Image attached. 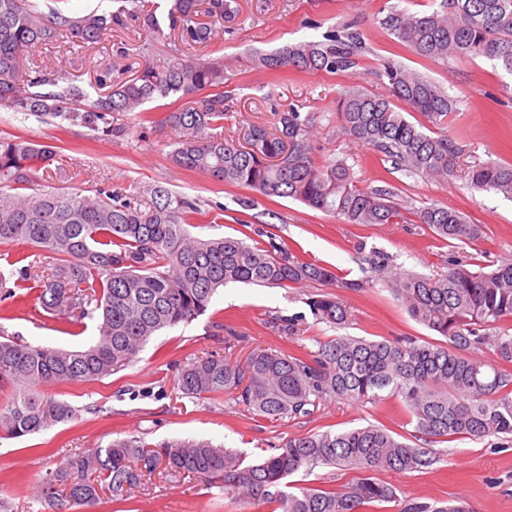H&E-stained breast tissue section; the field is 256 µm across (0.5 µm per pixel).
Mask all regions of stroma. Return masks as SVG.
Segmentation results:
<instances>
[{"mask_svg": "<svg viewBox=\"0 0 512 512\" xmlns=\"http://www.w3.org/2000/svg\"><path fill=\"white\" fill-rule=\"evenodd\" d=\"M239 14L218 31L208 50L224 59V92L230 108L224 133L242 138L249 125L271 124L275 109L291 105L318 115L313 140L317 161L346 159L362 188L383 187L401 206L394 224H347L291 199L256 197L253 209L239 200L246 189L215 182L205 175L172 165L174 131L162 119L168 101L148 103L150 123L130 113L127 133L107 139L93 130L49 116L0 107V136L22 137L53 146L56 162L74 172L73 187L91 190L106 185L143 196L159 184L198 199L203 210H220L221 220L194 222V236H231L294 247L297 254L335 268L346 280L365 281V288L342 291L349 309L344 329L315 321L306 300L319 293L315 284L261 287L230 284L218 290L202 317L152 337L136 360L100 381L48 387L56 399L78 410L75 419L18 438L0 439V512H45L37 495L38 482L56 468L64 455L88 452L113 440L141 437L158 442L201 439L256 460L274 453L289 437L337 433L369 424L400 435L414 427L401 398L379 404L328 399L311 415L270 422L254 416L227 394L206 399L180 397L175 381L180 366L202 352L223 350L245 361L257 348L294 353L345 333L395 339L433 334L414 321L366 261L371 251L387 255L396 272L434 274L449 260L487 266L512 258V200L473 190L464 174L447 183L393 170L383 155L337 131L336 93L351 84L375 94L386 91L375 66L384 57L440 84L456 99L448 128L462 149L460 165L487 161L512 163V94L504 89L512 76L494 62L444 63L422 59L396 42L381 20L390 8L414 13L437 9L438 0H238ZM351 27L362 33L367 52L353 73H269L255 68L252 58L282 46L320 39L323 31ZM141 21L115 29L111 41L89 48L60 42L40 48V60L66 66L82 87H89L94 62L114 57L118 44L145 37ZM436 203L464 213L478 224L482 237L462 243L440 238L416 223L418 208ZM300 319L297 335L286 336L279 321ZM0 326L10 336L58 348H78L95 336L92 320L74 324L44 312L37 300H0ZM442 459L424 472L380 473L395 486L401 500L467 501L473 512H512V446L496 439L453 437L440 443ZM239 507L207 481L192 476H152L121 502L103 499L98 512H238Z\"/></svg>", "mask_w": 512, "mask_h": 512, "instance_id": "stroma-1", "label": "stroma"}]
</instances>
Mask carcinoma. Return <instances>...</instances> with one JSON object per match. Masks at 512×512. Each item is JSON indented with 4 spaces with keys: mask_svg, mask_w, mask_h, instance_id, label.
<instances>
[{
    "mask_svg": "<svg viewBox=\"0 0 512 512\" xmlns=\"http://www.w3.org/2000/svg\"><path fill=\"white\" fill-rule=\"evenodd\" d=\"M45 10L33 0H0V106L49 115L104 137L123 134L114 118L137 112L156 97L181 104L163 122L177 133L175 165L265 198H289L348 224H393L400 217L392 193L360 189L344 159L318 164L312 128L318 119L294 107L275 112L274 127L250 126L245 144L224 136V58L204 54L217 30L235 21L238 0H171L163 18L145 0L131 10L75 14L60 6ZM141 18L147 37L134 51L116 56L143 58L127 79L112 81L113 65L96 68L92 94L69 72L37 63L36 50L66 36L84 45L103 43L127 19ZM382 25L417 56L431 61L486 58L512 75V0H440L426 14L393 9ZM172 44L169 61L150 63L155 45ZM362 36L329 30L318 40L286 45L255 58L264 71L347 72L360 64ZM378 76L389 94L356 86L338 92L339 130L382 153L396 170L442 182L457 176L461 148L448 134V115L457 100L435 81L388 59ZM423 121H410L402 106ZM54 151L20 137H0V244L25 242L56 257L49 273L37 254L0 252V288L36 296L54 316L97 320L95 341L79 350L43 346L7 336L0 328V437L22 438L75 416L67 402L42 386L90 383L130 364L162 329L204 315L218 288L229 283L260 286L313 283L324 291L307 299L315 320L343 327L347 306L337 288L363 287L342 281L328 265L300 259L284 246L266 248L233 237H196L186 225L202 214L197 200L157 186L148 202L107 186L39 188L38 173L49 169ZM471 185L512 198V163L490 161L471 167ZM417 222L446 240L473 242L480 226L461 212L430 204ZM389 289L413 320L437 339L369 340L340 335L314 351L296 354L253 351L241 366L211 350L181 369L177 388L187 397L234 395L252 414L269 421L308 416L326 399L380 402L399 397L414 424L411 445L375 425L348 431L288 438L277 452L255 462L207 441L141 438L68 456L41 483L45 509L96 512L100 491L125 500L157 469L220 484L244 506H273L272 512H365L372 503L397 501L395 487L378 471L421 472L441 457L433 444L465 436L512 443V335L492 333L512 321V259L484 270L448 262L439 275L399 273ZM487 348L493 359L475 356ZM325 466L352 467L363 477L341 490L299 486L288 478ZM403 512H470L469 504L412 502Z\"/></svg>",
    "mask_w": 512,
    "mask_h": 512,
    "instance_id": "carcinoma-1",
    "label": "carcinoma"
}]
</instances>
